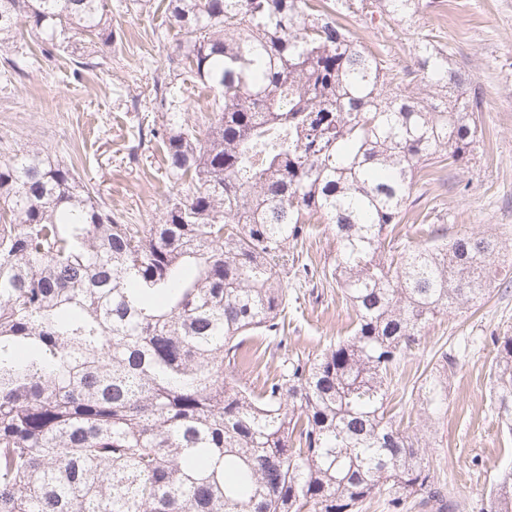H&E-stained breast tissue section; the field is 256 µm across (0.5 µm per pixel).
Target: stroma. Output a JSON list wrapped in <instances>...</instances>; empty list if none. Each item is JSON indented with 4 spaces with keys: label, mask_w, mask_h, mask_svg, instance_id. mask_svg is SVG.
<instances>
[{
    "label": "stroma",
    "mask_w": 512,
    "mask_h": 512,
    "mask_svg": "<svg viewBox=\"0 0 512 512\" xmlns=\"http://www.w3.org/2000/svg\"><path fill=\"white\" fill-rule=\"evenodd\" d=\"M111 43L97 48L98 68L74 77L69 50L41 54L35 36L0 46V59L31 57L24 77L0 76V156L24 143L48 148L90 180L125 224L157 223L170 183L155 143H140L141 128L169 117L155 98L157 77H170L178 99L191 102L188 124L205 129L206 102L191 77L175 69V32L162 13L142 0H110ZM414 24L392 19L343 18L353 37L383 54L393 70L409 64L417 40L427 36L452 62L464 65L482 97V126L468 162L438 170L415 186L412 203L392 232L398 246L423 242L427 228L449 234L490 233L503 246L499 277L512 280V0H427ZM139 145L133 161L129 148ZM288 325L280 342L247 340L243 376L261 383L282 355L313 356L346 339L355 315L338 288L288 280ZM512 333V289H495L475 310L438 317L392 372L391 408L419 407V386L434 355L457 347L460 359L448 377V410L428 433L425 459L448 486L459 512H480L501 473L512 468V433L493 407L489 370L494 337Z\"/></svg>",
    "instance_id": "1"
}]
</instances>
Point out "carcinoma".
I'll return each mask as SVG.
<instances>
[{
  "mask_svg": "<svg viewBox=\"0 0 512 512\" xmlns=\"http://www.w3.org/2000/svg\"><path fill=\"white\" fill-rule=\"evenodd\" d=\"M423 0H167L177 64L213 93L209 126L153 127L176 187L158 224H120L44 148L0 159V512H358L385 496L458 503L425 428L388 414L391 369L434 317L491 293L501 246L448 236L386 258L413 188L476 143L471 74L425 37L389 72L336 21L415 22ZM107 0H0V44L112 41ZM326 224L322 277L351 336L240 378L252 336L285 331L288 245ZM495 408L512 431V335L495 337ZM442 351L420 417L448 409ZM480 512H512V471Z\"/></svg>",
  "mask_w": 512,
  "mask_h": 512,
  "instance_id": "1",
  "label": "carcinoma"
}]
</instances>
